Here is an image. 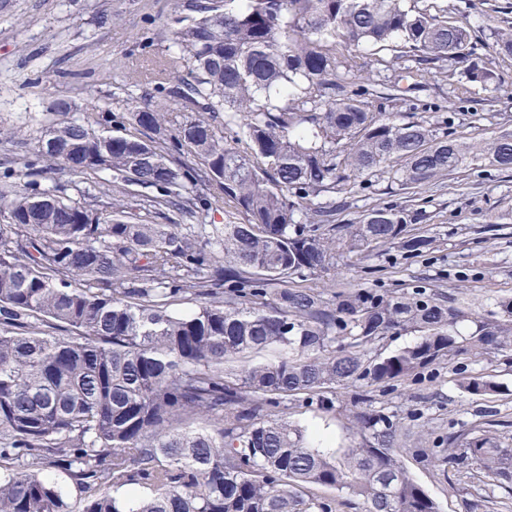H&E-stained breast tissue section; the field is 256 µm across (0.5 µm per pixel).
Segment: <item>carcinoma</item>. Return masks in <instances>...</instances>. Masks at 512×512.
I'll list each match as a JSON object with an SVG mask.
<instances>
[{"label": "carcinoma", "mask_w": 512, "mask_h": 512, "mask_svg": "<svg viewBox=\"0 0 512 512\" xmlns=\"http://www.w3.org/2000/svg\"><path fill=\"white\" fill-rule=\"evenodd\" d=\"M420 0H199L177 17L176 52L132 97L129 128L112 114L64 119L40 136L36 162L5 160L0 211V512H332L312 490H338L362 512H438L404 470L397 424L368 388L401 381L463 350L512 347V297L469 337L462 311L411 291L310 285L336 260L333 195L393 158L405 186L482 155L512 170V134L478 145L427 121L380 118L349 89L351 61L400 41L404 53L453 62L450 76L487 87L494 73L471 25ZM172 100L188 116L177 119ZM192 158L194 164H177ZM60 171L81 199L37 177ZM142 208L128 210L126 198ZM172 210L192 223L155 224ZM224 223L210 224V213ZM424 218L397 206L348 226V247L418 257ZM176 298L197 310L168 311ZM406 331L419 340L379 345ZM268 352L257 363L248 359ZM472 395L497 386L463 376ZM358 389L355 440L338 455L288 423L293 409H334ZM443 461H471L485 486L512 483V448L488 430L448 436ZM65 471L73 511L42 475ZM141 488L127 500L104 488Z\"/></svg>", "instance_id": "carcinoma-1"}]
</instances>
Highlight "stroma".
Instances as JSON below:
<instances>
[{
    "mask_svg": "<svg viewBox=\"0 0 512 512\" xmlns=\"http://www.w3.org/2000/svg\"><path fill=\"white\" fill-rule=\"evenodd\" d=\"M176 0H0V130L21 129L10 150L35 156L42 128L58 121L56 102H71L75 115L111 112L113 134L123 132L118 117L126 111V93H152L139 77L148 64L172 50L168 29ZM463 12L483 45V59L493 70L492 90L453 84L445 70H423L422 91L394 101H375L373 112L404 120L436 123L449 138L479 142L512 134V56L495 53L494 34L512 29V0H428ZM112 80H101L102 69ZM337 224H356L378 205L424 213L419 226L434 244L422 257L397 250L363 257L337 244L336 264L314 279L316 287L340 290L359 284L366 269H381L387 289L426 284L462 310L458 325L469 335L474 323L496 311L500 298L512 296V171L473 162L414 189L403 188L388 174L376 176L374 188L344 194ZM495 383L493 395L478 396L459 385L461 373ZM353 388L336 391L335 408H302L290 422L305 427L314 444L345 448L354 441ZM376 404L399 422L396 443L408 473L436 501L439 512H512V489L491 492L469 482L462 466L442 462L449 435L473 427L491 431L512 444V363L490 348L467 351L392 386L375 388Z\"/></svg>",
    "mask_w": 512,
    "mask_h": 512,
    "instance_id": "35a3bbf8",
    "label": "stroma"
}]
</instances>
